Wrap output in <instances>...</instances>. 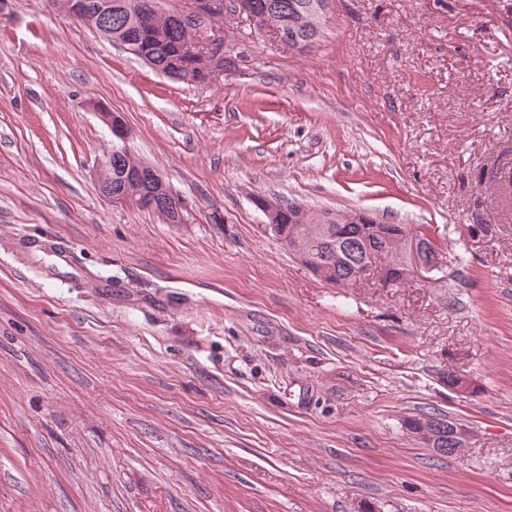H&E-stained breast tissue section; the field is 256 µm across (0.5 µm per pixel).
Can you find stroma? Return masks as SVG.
Masks as SVG:
<instances>
[{
	"label": "stroma",
	"mask_w": 512,
	"mask_h": 512,
	"mask_svg": "<svg viewBox=\"0 0 512 512\" xmlns=\"http://www.w3.org/2000/svg\"><path fill=\"white\" fill-rule=\"evenodd\" d=\"M237 34L197 86L45 0L0 12V512H512V0H329L305 52ZM92 99L184 223L97 194ZM256 194L447 262L334 287ZM433 410L470 448L406 429ZM94 110L100 118V120L108 126L112 132V136L119 142L125 144L131 135V130L127 125L124 117L116 112H112L108 108L99 104V102H93ZM441 417L448 418V427L450 425H459L457 422L453 421L449 416L444 413H436L429 412L423 413L420 415H415L406 419L405 425L406 428L413 434L419 436L423 441H425L432 448H436L435 451L440 455H457L464 448L469 447V441L471 439V432L466 430L465 439L460 440V444L463 446L462 448H450L452 446L448 445V438L443 439L439 436L440 432L437 429L436 421L439 419L438 428L441 431L442 437H463V431L458 426H454L451 431L447 428L448 434H444L446 432V424L445 419ZM462 427V426H461ZM442 441V442H441Z\"/></svg>",
	"instance_id": "1"
}]
</instances>
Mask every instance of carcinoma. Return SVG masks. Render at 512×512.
I'll return each instance as SVG.
<instances>
[{
    "mask_svg": "<svg viewBox=\"0 0 512 512\" xmlns=\"http://www.w3.org/2000/svg\"><path fill=\"white\" fill-rule=\"evenodd\" d=\"M87 9L79 23L96 30L103 38L122 40L130 44V54L146 57L161 71L176 69L183 60V47L193 41L203 30L224 31V24L234 17L222 13L212 14L194 24L186 23L178 16V4L172 0H156L153 20L144 24L140 18L141 0H85ZM283 6L268 12L266 24L272 29L293 27L301 34L317 39L321 14L311 7V0H281ZM154 166L132 155L127 147L120 148L119 157L112 158V166L99 171V179L117 190L124 186V176L139 171H150ZM298 241L295 245L305 253H312L325 262L330 260L326 249L330 244L325 239V227L336 224L354 230L359 225L353 222L351 211L292 212ZM399 229H391L392 236L379 242L367 252L358 254V259L380 267H394L405 259L407 242L397 236ZM443 414L423 413L406 419V428L419 436L433 448L448 447V440L439 436L437 419Z\"/></svg>",
    "mask_w": 512,
    "mask_h": 512,
    "instance_id": "cac0c4a2",
    "label": "carcinoma"
}]
</instances>
